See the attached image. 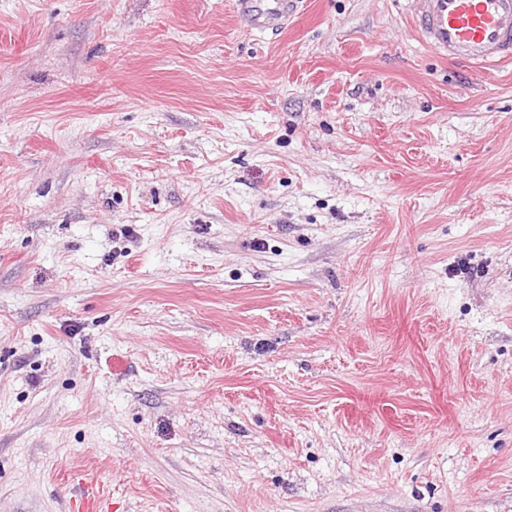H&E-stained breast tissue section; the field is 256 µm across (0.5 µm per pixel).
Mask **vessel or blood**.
<instances>
[{
    "mask_svg": "<svg viewBox=\"0 0 512 512\" xmlns=\"http://www.w3.org/2000/svg\"><path fill=\"white\" fill-rule=\"evenodd\" d=\"M297 0H235L239 19L256 31L286 24ZM416 28L427 46L449 60L491 67L512 60V0H410ZM84 489L71 512H106L108 496L98 484Z\"/></svg>",
    "mask_w": 512,
    "mask_h": 512,
    "instance_id": "b4317fda",
    "label": "vessel or blood"
}]
</instances>
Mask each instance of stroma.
<instances>
[{"mask_svg": "<svg viewBox=\"0 0 512 512\" xmlns=\"http://www.w3.org/2000/svg\"><path fill=\"white\" fill-rule=\"evenodd\" d=\"M512 512V61L409 0H0V512ZM267 4L260 7L257 0H235L239 19L250 29L256 31L274 30L288 22L298 0H264ZM78 498L71 503V512H107L109 494L97 483L85 484Z\"/></svg>", "mask_w": 512, "mask_h": 512, "instance_id": "35a3bbf8", "label": "stroma"}]
</instances>
